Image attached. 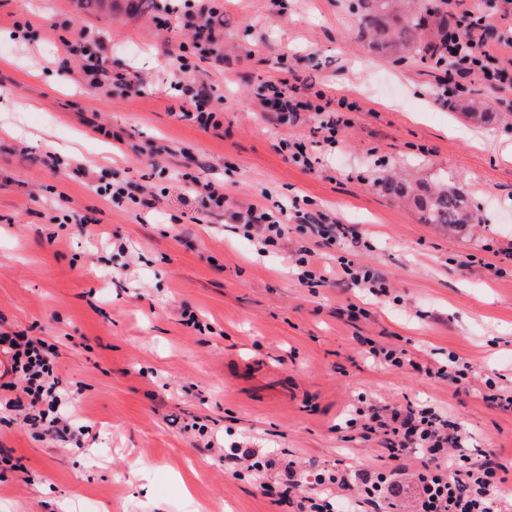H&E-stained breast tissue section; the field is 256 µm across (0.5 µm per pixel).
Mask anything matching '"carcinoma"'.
Instances as JSON below:
<instances>
[{"label":"carcinoma","instance_id":"cac0c4a2","mask_svg":"<svg viewBox=\"0 0 512 512\" xmlns=\"http://www.w3.org/2000/svg\"><path fill=\"white\" fill-rule=\"evenodd\" d=\"M360 8L362 32L375 50L400 58L415 53L427 62L435 61L434 49L448 34V11L429 8L425 0H360ZM448 107L481 123L500 120L493 112L479 111V101L468 94L449 98ZM378 189L415 209L421 223L453 234L467 231L476 221L470 194L455 184L389 176L378 183Z\"/></svg>","mask_w":512,"mask_h":512}]
</instances>
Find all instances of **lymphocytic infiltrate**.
Masks as SVG:
<instances>
[{
    "label": "lymphocytic infiltrate",
    "instance_id": "1",
    "mask_svg": "<svg viewBox=\"0 0 512 512\" xmlns=\"http://www.w3.org/2000/svg\"><path fill=\"white\" fill-rule=\"evenodd\" d=\"M163 11L162 25L174 23L194 34L207 32L206 58L223 60L215 21L219 10L210 0H167ZM60 44L67 58L79 60L88 87L113 86L128 93H143L144 81L137 72H111L105 64L104 44L93 33L82 30L76 38H61ZM501 47L512 48V35L488 36L484 16L470 13L454 19L441 49L449 63L442 84L449 93H459L464 91L466 80L476 75L490 90L511 92L512 70L498 64L497 50ZM194 69V64L182 56L171 65L170 85L182 93L181 114L204 128L218 125L217 100L206 88L185 82ZM189 195L200 200L202 215H226L241 225L261 252L277 246L286 233V224L266 204L250 203L227 211L221 185L203 183ZM0 354L8 360L6 379L0 383V409L20 412L23 424L38 430L48 441L69 442L71 415L57 374L55 347L24 335H2ZM17 387L23 392L22 398H9V391ZM346 425L360 427L366 441L378 430L390 432L392 438L385 449L387 465L375 471L335 470L288 461L280 475L279 503L296 504L298 512H339L346 502L357 507L370 505L373 512H395L402 502L407 512H504L503 504L512 490L505 486L502 463L495 454L470 447L467 435L455 431L453 421L435 408L403 412L370 404L357 408ZM411 458L417 460V468L408 467Z\"/></svg>",
    "mask_w": 512,
    "mask_h": 512
}]
</instances>
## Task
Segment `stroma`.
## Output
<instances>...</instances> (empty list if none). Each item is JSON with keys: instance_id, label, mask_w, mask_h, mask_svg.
Listing matches in <instances>:
<instances>
[{"instance_id": "35a3bbf8", "label": "stroma", "mask_w": 512, "mask_h": 512, "mask_svg": "<svg viewBox=\"0 0 512 512\" xmlns=\"http://www.w3.org/2000/svg\"><path fill=\"white\" fill-rule=\"evenodd\" d=\"M160 0H0V333L54 344L81 447L57 448L0 424V448L22 469L0 482V512H282L260 479L224 462L235 440L322 467L381 466V438L348 440L361 401L430 405L474 447L495 451L512 482V408L489 406L486 379L512 390V129L449 111L438 70L359 42L356 0H214L223 62L193 73L222 97L219 127L180 115L160 90L171 59L197 60L190 32L162 28ZM85 27L106 42L112 71L147 77L136 95L91 89L57 66L60 37ZM308 76L346 98L336 147L317 112L281 126L260 85ZM37 102L14 110L11 100ZM306 141L313 170L286 160L281 139ZM75 155L61 153V146ZM89 176L73 175L76 157ZM151 185L158 204L115 206L102 169ZM399 175L464 187L479 211L468 235L423 224L376 188ZM222 184L229 206L272 196L335 215L388 295L299 283L292 256L314 247L309 225L282 217L281 249L260 256L224 217L192 222L188 176ZM78 214L79 223L60 224ZM127 251L114 255L113 239ZM364 304L353 320L349 304ZM195 311L208 330L181 323ZM438 367L468 362L462 384L373 363L362 338Z\"/></svg>"}]
</instances>
